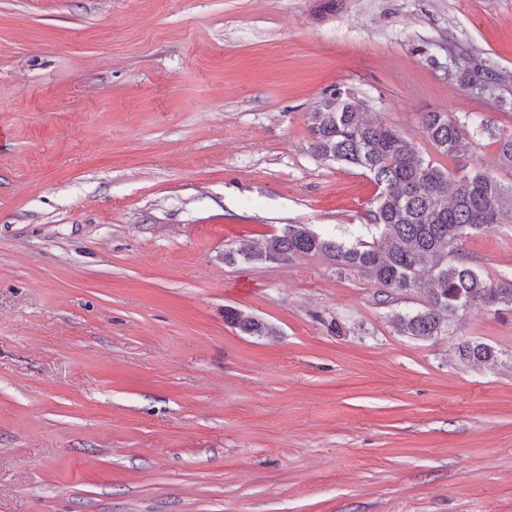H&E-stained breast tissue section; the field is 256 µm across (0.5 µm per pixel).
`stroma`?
I'll return each instance as SVG.
<instances>
[{
  "label": "stroma",
  "mask_w": 512,
  "mask_h": 512,
  "mask_svg": "<svg viewBox=\"0 0 512 512\" xmlns=\"http://www.w3.org/2000/svg\"><path fill=\"white\" fill-rule=\"evenodd\" d=\"M484 62L494 98L456 75ZM334 89L512 182V0H0V512H512V312L417 340L423 291L224 262L370 239L375 185L309 151ZM426 112L488 130L450 158ZM462 248L512 276V223ZM224 320L234 328L248 335L272 336L276 333L272 327L261 319L238 309H225ZM457 351L460 358L467 361L494 363L498 358V352L484 342L464 341L458 345Z\"/></svg>",
  "instance_id": "1"
}]
</instances>
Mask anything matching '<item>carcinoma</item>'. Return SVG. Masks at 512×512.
Instances as JSON below:
<instances>
[{
	"instance_id": "carcinoma-1",
	"label": "carcinoma",
	"mask_w": 512,
	"mask_h": 512,
	"mask_svg": "<svg viewBox=\"0 0 512 512\" xmlns=\"http://www.w3.org/2000/svg\"><path fill=\"white\" fill-rule=\"evenodd\" d=\"M462 84L492 96L501 81L491 68L460 73ZM422 129L435 150L456 156L465 125L445 112H426ZM309 148L317 159L364 171L378 193L368 217L380 241L346 245L306 224H289L261 246L224 253V262L263 264L320 254L339 270L355 271L391 293L426 292L424 308L396 316L403 336L431 339L448 332L458 313L471 306L512 311V278L486 281L462 256V239L485 233L512 217V184L482 170L451 174L424 159L396 129L370 120L362 103L324 94L309 112ZM224 320L252 336H273L261 319L234 308ZM461 359L495 362L498 352L478 341L457 347Z\"/></svg>"
}]
</instances>
